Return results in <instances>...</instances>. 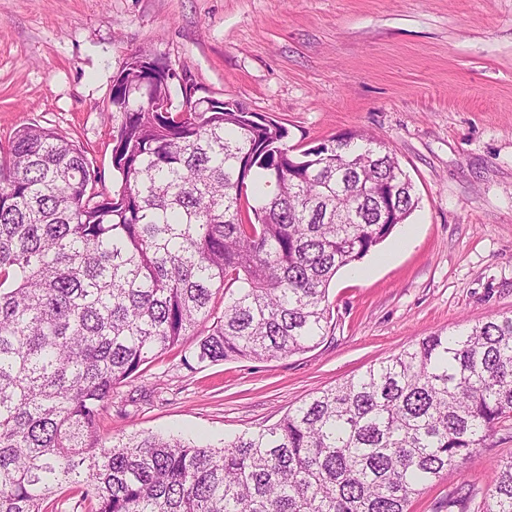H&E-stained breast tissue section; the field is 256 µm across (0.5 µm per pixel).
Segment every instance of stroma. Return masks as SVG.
I'll use <instances>...</instances> for the list:
<instances>
[{
  "instance_id": "35a3bbf8",
  "label": "stroma",
  "mask_w": 512,
  "mask_h": 512,
  "mask_svg": "<svg viewBox=\"0 0 512 512\" xmlns=\"http://www.w3.org/2000/svg\"><path fill=\"white\" fill-rule=\"evenodd\" d=\"M139 51L279 120L295 151L380 137L419 205L336 274L320 344L190 367L172 350L117 388L101 437L217 446L424 337L512 316V0H0V144L62 130L112 187L109 96ZM510 460L512 418L408 512H448L452 491L475 510Z\"/></svg>"
}]
</instances>
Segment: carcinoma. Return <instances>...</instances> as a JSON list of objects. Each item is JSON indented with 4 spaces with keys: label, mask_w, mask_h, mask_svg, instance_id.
<instances>
[{
    "label": "carcinoma",
    "mask_w": 512,
    "mask_h": 512,
    "mask_svg": "<svg viewBox=\"0 0 512 512\" xmlns=\"http://www.w3.org/2000/svg\"><path fill=\"white\" fill-rule=\"evenodd\" d=\"M168 67L140 52L112 82L110 193L57 128L0 147V512H408L512 417V316L427 336L220 447L98 437L114 389L192 336L199 363L313 348L337 272L418 205L370 134L296 154L237 103L155 111ZM480 512H512V460Z\"/></svg>",
    "instance_id": "carcinoma-1"
}]
</instances>
